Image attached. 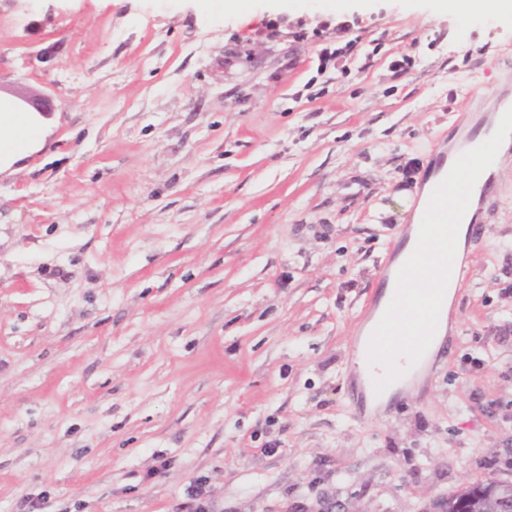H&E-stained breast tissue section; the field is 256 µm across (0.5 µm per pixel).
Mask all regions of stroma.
<instances>
[{
    "instance_id": "1",
    "label": "stroma",
    "mask_w": 512,
    "mask_h": 512,
    "mask_svg": "<svg viewBox=\"0 0 512 512\" xmlns=\"http://www.w3.org/2000/svg\"><path fill=\"white\" fill-rule=\"evenodd\" d=\"M224 2L0 0V98L56 102L0 172V512H192L199 480L210 512H437L512 480V156L451 350L372 414L351 366L435 150L512 93V16Z\"/></svg>"
}]
</instances>
